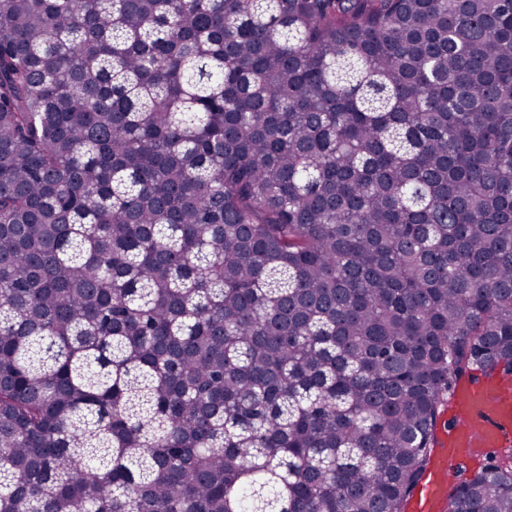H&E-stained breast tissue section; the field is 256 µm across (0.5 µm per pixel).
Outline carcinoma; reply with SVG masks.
<instances>
[{
  "label": "carcinoma",
  "mask_w": 512,
  "mask_h": 512,
  "mask_svg": "<svg viewBox=\"0 0 512 512\" xmlns=\"http://www.w3.org/2000/svg\"><path fill=\"white\" fill-rule=\"evenodd\" d=\"M489 369L512 0H0V512H403Z\"/></svg>",
  "instance_id": "1"
}]
</instances>
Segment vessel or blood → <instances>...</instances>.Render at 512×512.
Listing matches in <instances>:
<instances>
[{"instance_id": "obj_1", "label": "vessel or blood", "mask_w": 512, "mask_h": 512, "mask_svg": "<svg viewBox=\"0 0 512 512\" xmlns=\"http://www.w3.org/2000/svg\"><path fill=\"white\" fill-rule=\"evenodd\" d=\"M450 410L456 420L442 440L443 450L430 463L408 499V512H436L448 498L449 464L466 463L512 446V383L488 375L460 381Z\"/></svg>"}]
</instances>
